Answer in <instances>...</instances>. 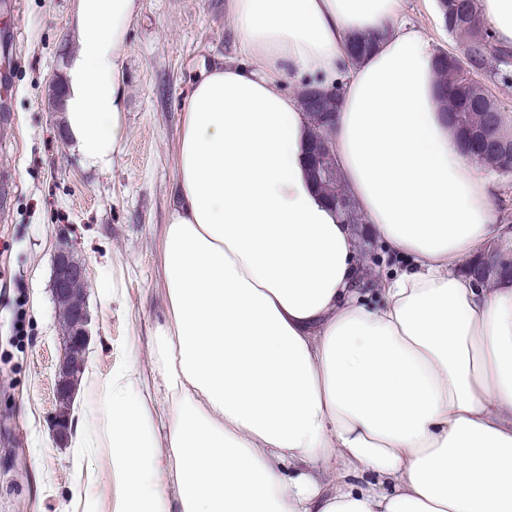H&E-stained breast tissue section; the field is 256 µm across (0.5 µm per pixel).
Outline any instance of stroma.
I'll list each match as a JSON object with an SVG mask.
<instances>
[{
  "label": "stroma",
  "instance_id": "1",
  "mask_svg": "<svg viewBox=\"0 0 512 512\" xmlns=\"http://www.w3.org/2000/svg\"><path fill=\"white\" fill-rule=\"evenodd\" d=\"M10 124L0 130V512H107L109 451L60 445L53 386L65 360L54 257L87 269L90 342L72 416L103 417L89 373L108 376L129 343L148 344L168 312L162 229L174 200L180 95L203 61L232 52L225 0H141L125 54L127 138L110 172L86 169L55 90L76 46L74 0H11Z\"/></svg>",
  "mask_w": 512,
  "mask_h": 512
}]
</instances>
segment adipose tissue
<instances>
[{
  "label": "adipose tissue",
  "mask_w": 512,
  "mask_h": 512,
  "mask_svg": "<svg viewBox=\"0 0 512 512\" xmlns=\"http://www.w3.org/2000/svg\"><path fill=\"white\" fill-rule=\"evenodd\" d=\"M403 0H226L235 54L182 92L169 304L152 344L99 383L113 512H512V278L461 272L512 247L500 187L462 155ZM139 0H75L63 130L85 168L126 138ZM375 49L355 61L354 39ZM340 87L331 145L375 242L406 259L358 287V234L314 185L296 88ZM371 471V483L349 479Z\"/></svg>",
  "instance_id": "adipose-tissue-1"
}]
</instances>
